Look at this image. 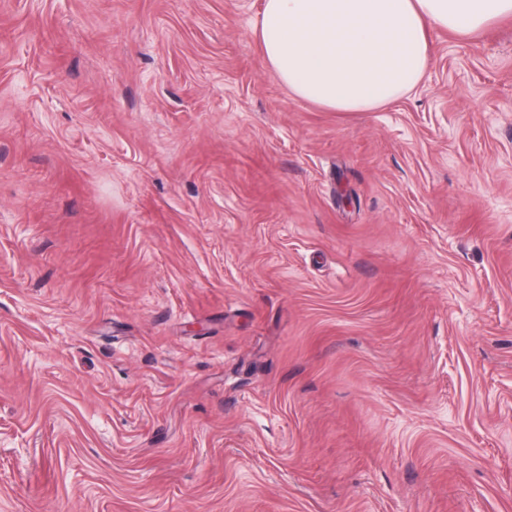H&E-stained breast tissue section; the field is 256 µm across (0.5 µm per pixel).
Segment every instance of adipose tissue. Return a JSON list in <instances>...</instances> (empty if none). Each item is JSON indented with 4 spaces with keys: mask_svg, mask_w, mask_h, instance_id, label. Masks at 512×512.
<instances>
[{
    "mask_svg": "<svg viewBox=\"0 0 512 512\" xmlns=\"http://www.w3.org/2000/svg\"><path fill=\"white\" fill-rule=\"evenodd\" d=\"M512 18V0H263L254 32L299 99L369 112L423 79L436 26L468 36Z\"/></svg>",
    "mask_w": 512,
    "mask_h": 512,
    "instance_id": "obj_1",
    "label": "adipose tissue"
}]
</instances>
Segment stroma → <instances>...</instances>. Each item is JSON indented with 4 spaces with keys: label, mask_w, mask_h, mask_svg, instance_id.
<instances>
[{
    "label": "stroma",
    "mask_w": 512,
    "mask_h": 512,
    "mask_svg": "<svg viewBox=\"0 0 512 512\" xmlns=\"http://www.w3.org/2000/svg\"><path fill=\"white\" fill-rule=\"evenodd\" d=\"M263 0H0V512H512V19L371 112Z\"/></svg>",
    "instance_id": "stroma-1"
}]
</instances>
